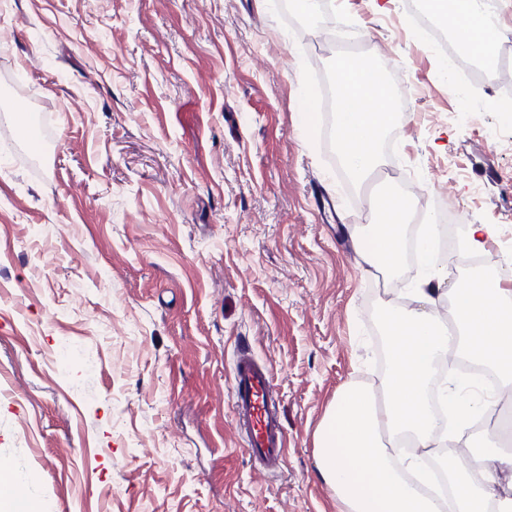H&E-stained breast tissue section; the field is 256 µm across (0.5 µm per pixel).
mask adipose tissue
Wrapping results in <instances>:
<instances>
[{"mask_svg": "<svg viewBox=\"0 0 512 512\" xmlns=\"http://www.w3.org/2000/svg\"><path fill=\"white\" fill-rule=\"evenodd\" d=\"M436 2L452 7L456 43L463 53L487 61L497 57L507 33L486 22L476 0ZM336 71V148L349 175L361 183L379 165L378 145L396 115L388 91L374 87L369 67L341 57ZM372 208L386 211L392 223L353 233L354 251L365 271L396 270L404 253L406 207L401 197L382 194ZM443 277L429 269L413 290L414 306L385 315L388 369L379 389L346 388L317 430L318 467L336 492L340 512H512V488L491 489L501 473L512 472V454L499 449H490L466 470L447 461L454 489L448 504L422 493L405 476L439 445L440 425L427 396L439 360L463 349L512 379V290L486 277L456 288L452 306L460 329L453 336L433 312ZM405 436L413 439L417 452L398 463L388 446Z\"/></svg>", "mask_w": 512, "mask_h": 512, "instance_id": "1", "label": "adipose tissue"}]
</instances>
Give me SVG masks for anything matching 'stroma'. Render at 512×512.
<instances>
[{
	"instance_id": "obj_1",
	"label": "stroma",
	"mask_w": 512,
	"mask_h": 512,
	"mask_svg": "<svg viewBox=\"0 0 512 512\" xmlns=\"http://www.w3.org/2000/svg\"><path fill=\"white\" fill-rule=\"evenodd\" d=\"M406 3L334 0L351 45L273 0H0V460L40 512H339L316 430L380 385L379 317L422 272L357 262L370 190L311 101L338 55L401 76L379 190L471 212L512 264V118ZM243 348L274 371V472L231 412Z\"/></svg>"
}]
</instances>
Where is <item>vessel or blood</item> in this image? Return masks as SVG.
Masks as SVG:
<instances>
[{
	"instance_id": "vessel-or-blood-1",
	"label": "vessel or blood",
	"mask_w": 512,
	"mask_h": 512,
	"mask_svg": "<svg viewBox=\"0 0 512 512\" xmlns=\"http://www.w3.org/2000/svg\"><path fill=\"white\" fill-rule=\"evenodd\" d=\"M231 408L246 430V449L263 469H280L288 437L274 405V375L249 352L238 353L232 375Z\"/></svg>"
}]
</instances>
